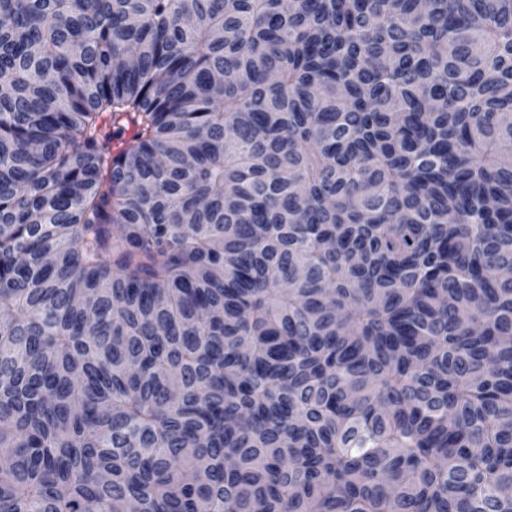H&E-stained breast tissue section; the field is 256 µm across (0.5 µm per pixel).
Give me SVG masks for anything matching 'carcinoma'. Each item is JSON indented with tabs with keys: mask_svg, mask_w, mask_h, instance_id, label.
Here are the masks:
<instances>
[{
	"mask_svg": "<svg viewBox=\"0 0 512 512\" xmlns=\"http://www.w3.org/2000/svg\"><path fill=\"white\" fill-rule=\"evenodd\" d=\"M0 512H512V0H0Z\"/></svg>",
	"mask_w": 512,
	"mask_h": 512,
	"instance_id": "cac0c4a2",
	"label": "carcinoma"
}]
</instances>
